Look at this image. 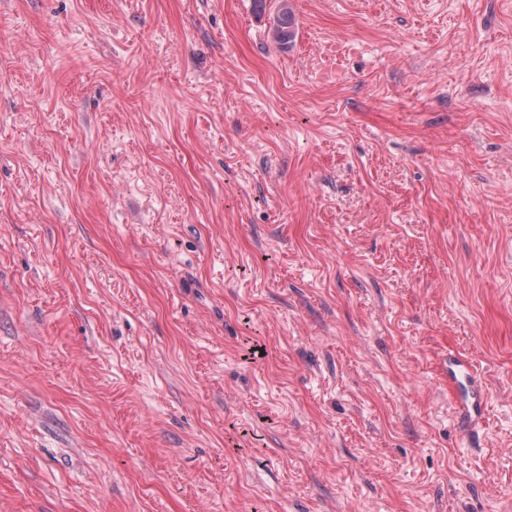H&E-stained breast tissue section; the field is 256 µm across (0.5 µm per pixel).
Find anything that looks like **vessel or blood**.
Masks as SVG:
<instances>
[{
	"instance_id": "obj_1",
	"label": "vessel or blood",
	"mask_w": 512,
	"mask_h": 512,
	"mask_svg": "<svg viewBox=\"0 0 512 512\" xmlns=\"http://www.w3.org/2000/svg\"><path fill=\"white\" fill-rule=\"evenodd\" d=\"M445 371L452 391L453 414L458 427L467 434H478L489 401L479 370L468 359L452 355L448 358Z\"/></svg>"
}]
</instances>
